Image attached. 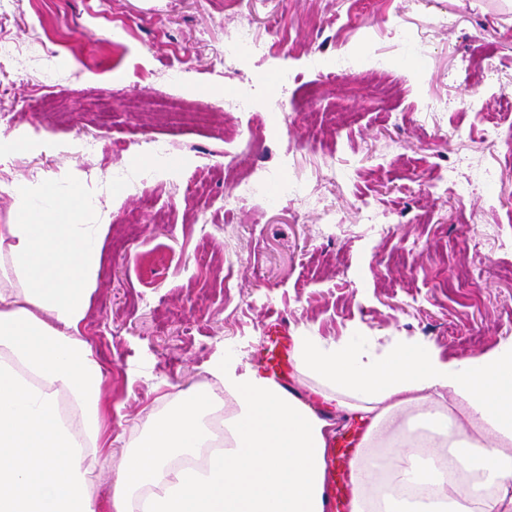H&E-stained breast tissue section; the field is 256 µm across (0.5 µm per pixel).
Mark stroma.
Segmentation results:
<instances>
[{
  "label": "stroma",
  "instance_id": "stroma-1",
  "mask_svg": "<svg viewBox=\"0 0 512 512\" xmlns=\"http://www.w3.org/2000/svg\"><path fill=\"white\" fill-rule=\"evenodd\" d=\"M1 115L0 224L21 182L105 227L80 334L113 460L279 316L456 356L512 338V0H0Z\"/></svg>",
  "mask_w": 512,
  "mask_h": 512
}]
</instances>
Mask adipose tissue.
I'll return each mask as SVG.
<instances>
[{
    "label": "adipose tissue",
    "mask_w": 512,
    "mask_h": 512,
    "mask_svg": "<svg viewBox=\"0 0 512 512\" xmlns=\"http://www.w3.org/2000/svg\"><path fill=\"white\" fill-rule=\"evenodd\" d=\"M57 197L0 224V512H96L112 406L79 326L102 232ZM297 388L225 359L168 398L114 469L113 512H329L339 422L364 432L347 512H512V340L479 356L291 339Z\"/></svg>",
    "instance_id": "ef3b65f1"
}]
</instances>
